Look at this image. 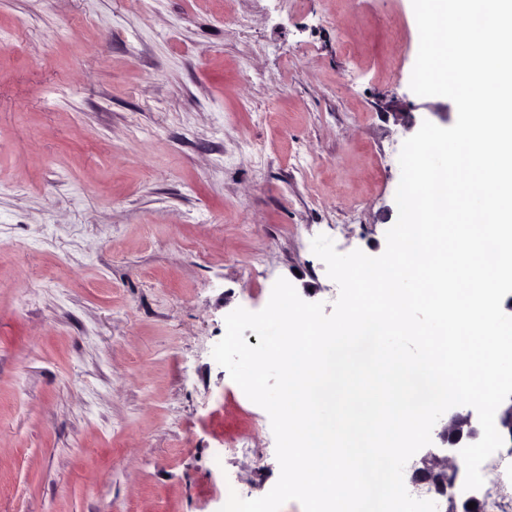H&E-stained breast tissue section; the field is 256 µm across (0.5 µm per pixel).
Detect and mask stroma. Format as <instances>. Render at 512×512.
Listing matches in <instances>:
<instances>
[{"label":"stroma","mask_w":512,"mask_h":512,"mask_svg":"<svg viewBox=\"0 0 512 512\" xmlns=\"http://www.w3.org/2000/svg\"><path fill=\"white\" fill-rule=\"evenodd\" d=\"M412 0H0V512H219L266 495L267 412L212 357L312 251L381 255ZM248 435L230 455L226 439Z\"/></svg>","instance_id":"1"}]
</instances>
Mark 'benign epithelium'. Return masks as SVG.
I'll return each mask as SVG.
<instances>
[{"mask_svg": "<svg viewBox=\"0 0 512 512\" xmlns=\"http://www.w3.org/2000/svg\"><path fill=\"white\" fill-rule=\"evenodd\" d=\"M495 424L504 440L512 444V397L501 404L500 411L495 415ZM443 430L453 452L444 458L434 453L428 454L423 466L413 472L411 480L433 485L437 492L446 497V512H483L482 500L465 491L460 484L462 469L459 465L460 449L479 441L482 436L479 420L474 418L472 409L460 407L448 412ZM471 502L476 503L472 509L468 508Z\"/></svg>", "mask_w": 512, "mask_h": 512, "instance_id": "obj_1", "label": "benign epithelium"}]
</instances>
